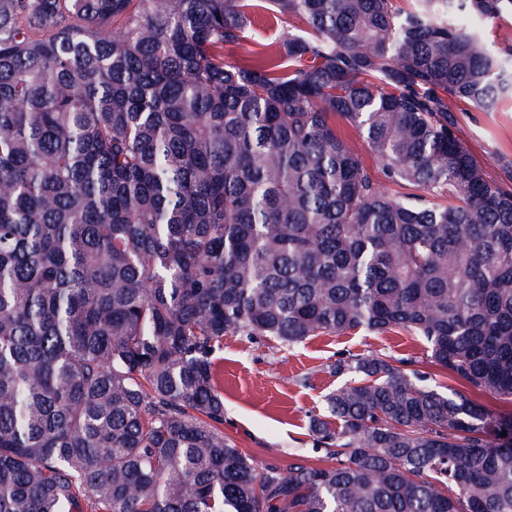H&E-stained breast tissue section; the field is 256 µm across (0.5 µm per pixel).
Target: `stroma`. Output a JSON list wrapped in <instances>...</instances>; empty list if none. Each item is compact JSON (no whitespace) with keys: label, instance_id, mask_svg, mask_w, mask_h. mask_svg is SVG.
Masks as SVG:
<instances>
[{"label":"stroma","instance_id":"1","mask_svg":"<svg viewBox=\"0 0 512 512\" xmlns=\"http://www.w3.org/2000/svg\"><path fill=\"white\" fill-rule=\"evenodd\" d=\"M452 108L460 139L483 162L488 176L500 178L503 165L512 163V98L489 112L463 102ZM343 352L395 361L413 357L422 373L443 384L451 381L448 373L431 364L421 339L403 331L316 336L291 347L228 336L217 362L225 436L243 453L266 463L297 454L324 463L325 451L314 445L309 415L341 385V378L329 375L327 366Z\"/></svg>","mask_w":512,"mask_h":512}]
</instances>
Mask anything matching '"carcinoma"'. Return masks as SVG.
Here are the masks:
<instances>
[{
  "label": "carcinoma",
  "instance_id": "cac0c4a2",
  "mask_svg": "<svg viewBox=\"0 0 512 512\" xmlns=\"http://www.w3.org/2000/svg\"><path fill=\"white\" fill-rule=\"evenodd\" d=\"M260 9L288 24L244 65ZM512 0H0V512H512ZM352 126L382 176L336 128ZM341 353L330 464L224 436L226 336ZM487 32L495 48H507L512 46V19L508 16L504 19L488 23ZM457 135L483 162L488 176L499 179L502 166L512 163V98L490 112L463 102H453Z\"/></svg>",
  "mask_w": 512,
  "mask_h": 512
}]
</instances>
